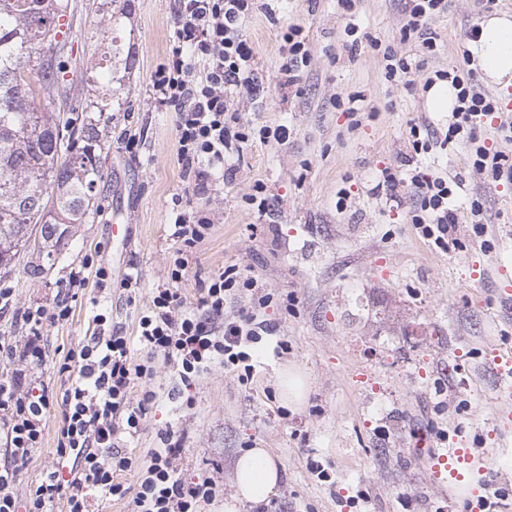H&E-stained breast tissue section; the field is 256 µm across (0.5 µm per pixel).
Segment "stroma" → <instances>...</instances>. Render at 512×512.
Instances as JSON below:
<instances>
[{
  "mask_svg": "<svg viewBox=\"0 0 512 512\" xmlns=\"http://www.w3.org/2000/svg\"><path fill=\"white\" fill-rule=\"evenodd\" d=\"M69 47L77 66L95 67L93 39L112 30V117L101 155L103 178L95 188L96 214L71 224L50 254L24 248L12 272L0 273L11 290L0 312V335L22 339L17 311L51 305L70 268L95 249L112 270V288L89 287L69 320L46 330V356L29 376L59 383L57 363L75 348L102 312L123 335L156 288L167 283L176 249L169 223L174 195L185 184L176 162L173 111L155 106L151 75L166 55L175 0H124L113 16L94 0H75ZM275 17L256 10L245 32L255 52L260 88L239 102L253 127L287 125L286 144L257 142L237 163L233 181L211 196L214 226L189 257L180 285L195 305L198 280L238 266L259 290L274 293L259 319L278 327L252 348L249 365L216 367L182 385L172 368L152 385L141 431L124 441L136 458L160 444V434L184 436L175 462L184 479L211 478L214 497L200 512H224L234 493L238 457L266 449L281 473V492L261 507L238 512H471L473 482L496 473L484 497L501 495L512 512V425L499 423L501 405L490 363L512 347V321L498 306L512 287V183L488 184L467 148L452 145L414 154L412 125L442 132L448 115L427 111L425 82L435 71L465 66L467 31L488 12L512 13V0H448L431 23L435 54L422 70L386 80L377 37L399 48L400 0H357L344 11L339 0H276ZM309 34L311 59L296 86H280V45L287 25ZM355 36H347L346 25ZM359 97L356 114L344 111ZM140 134L139 153H127L124 130ZM420 168L430 176L458 178L452 206L467 213L480 196L490 250L479 244L443 252L422 239L408 215L416 196L404 177ZM400 176L395 191L383 188V170ZM262 182L270 203L260 219L243 201ZM126 237H113V225ZM136 283L123 287L130 270ZM99 306H92V298ZM300 367L307 398L294 407L279 394L281 370ZM60 408H52L35 449L20 469L14 492L27 499L44 470L62 466L56 452ZM427 435L447 447L458 438L473 452L469 481L446 490L412 463L414 438Z\"/></svg>",
  "mask_w": 512,
  "mask_h": 512,
  "instance_id": "stroma-1",
  "label": "stroma"
}]
</instances>
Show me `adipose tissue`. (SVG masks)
I'll return each instance as SVG.
<instances>
[{
	"label": "adipose tissue",
	"mask_w": 512,
	"mask_h": 512,
	"mask_svg": "<svg viewBox=\"0 0 512 512\" xmlns=\"http://www.w3.org/2000/svg\"><path fill=\"white\" fill-rule=\"evenodd\" d=\"M480 77L486 83L512 81V15L493 13L479 23V35L469 45ZM280 485V469L264 449L252 448L237 461L236 495L225 502L224 512H236L239 502L259 505L276 496Z\"/></svg>",
	"instance_id": "obj_1"
}]
</instances>
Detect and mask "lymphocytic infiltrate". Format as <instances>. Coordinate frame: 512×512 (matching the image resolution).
I'll return each instance as SVG.
<instances>
[{
    "label": "lymphocytic infiltrate",
    "instance_id": "obj_1",
    "mask_svg": "<svg viewBox=\"0 0 512 512\" xmlns=\"http://www.w3.org/2000/svg\"><path fill=\"white\" fill-rule=\"evenodd\" d=\"M259 0H178L174 31L165 60L152 75L156 104L177 114V162L184 180L199 201L194 210L173 209L170 235L180 247L168 269L169 287L158 289L150 307L138 322V342L144 359L133 361L127 337L107 325L105 314L95 317L97 332L85 338L60 360V387L27 382L25 373L0 379V435L10 451L9 462L0 464V512H48L55 500L67 503V512H90L93 492L121 499L127 494L116 473L138 468L139 483L134 512H197L199 502L210 500L215 484L210 478L183 480L174 461L182 451V438L174 431L160 437L150 461L136 466L122 453V436L139 432L155 393L149 384L158 364L173 365L182 384H191L213 363L236 365L249 360L245 341H258L276 330L271 322L248 313L229 321L224 317L227 299L250 294L252 304L266 307L271 294L255 295L256 282L230 266L199 281L195 310H186L178 288L188 268V255L208 237L213 220L207 202L218 184L232 180L236 168L231 152L242 151L254 138L288 140L287 127L254 128L242 121L235 100L257 89L253 50L244 26ZM447 0H404L399 41L410 48L400 54L383 47L379 38L371 46L382 49L388 79H396L419 67L422 58L436 52L434 18L444 13ZM282 75L293 86L297 72L307 64L309 50L302 26H288L283 36ZM437 79L451 80L458 89L457 102L445 133L419 126L410 129L414 153L447 148L454 142L470 146L473 165L489 182L512 183V154L480 145L476 132L483 120H498L504 139L512 140V119L502 118L498 99L481 92L472 71L458 68L440 71ZM409 182L418 197L410 214L422 236L438 248L447 249L458 216L449 201L453 191L442 177L412 170ZM107 283L106 267L93 257L71 267L59 284L51 306L20 310L18 318L28 329L25 343L0 336V360L40 364L41 342L46 326L68 320L72 303L89 276ZM140 396H133L134 386ZM60 405L58 448L60 458L72 459L68 471L52 469L42 476L27 502L13 492L19 463L39 447L43 421L53 405Z\"/></svg>",
    "mask_w": 512,
    "mask_h": 512
}]
</instances>
